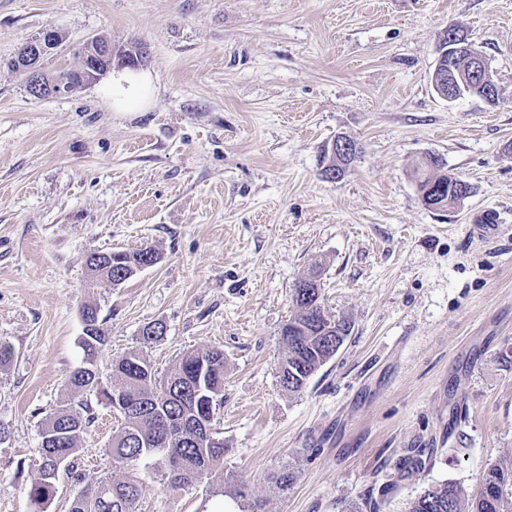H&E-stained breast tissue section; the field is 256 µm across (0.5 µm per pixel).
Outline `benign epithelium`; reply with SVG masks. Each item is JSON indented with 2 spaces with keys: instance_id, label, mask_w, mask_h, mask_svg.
<instances>
[{
  "instance_id": "benign-epithelium-1",
  "label": "benign epithelium",
  "mask_w": 512,
  "mask_h": 512,
  "mask_svg": "<svg viewBox=\"0 0 512 512\" xmlns=\"http://www.w3.org/2000/svg\"><path fill=\"white\" fill-rule=\"evenodd\" d=\"M57 48L55 29L48 27L26 40L18 50L17 57L28 71L31 87L37 94L47 89L40 81L41 61ZM82 48L84 67L78 71V75L82 84L86 85L112 70L109 61L116 55L118 47L110 42L98 43L92 38L85 41ZM431 81L435 92L450 102L475 93L482 94L492 105L499 101V89L494 80L491 59L467 43L454 30L448 32L446 47L441 52ZM47 90L60 96L69 93L70 86L67 82L60 81ZM328 152L340 160L356 152V145L353 140L338 136L328 147Z\"/></svg>"
}]
</instances>
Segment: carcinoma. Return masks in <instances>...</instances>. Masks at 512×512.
<instances>
[{
    "label": "carcinoma",
    "mask_w": 512,
    "mask_h": 512,
    "mask_svg": "<svg viewBox=\"0 0 512 512\" xmlns=\"http://www.w3.org/2000/svg\"><path fill=\"white\" fill-rule=\"evenodd\" d=\"M439 165L438 158H426L416 178L423 185L433 180L446 185L442 200L451 208L461 178L450 179ZM158 258L154 248L145 246L121 252L117 259L112 255L98 260L92 257L88 269L92 283L118 286L132 277L129 260L155 263ZM291 303L294 312L285 324L289 335L281 337L285 356L278 382L283 390L299 393L336 355L351 330L347 329L349 323L336 321V315L326 309L320 288L308 298L291 293ZM82 314L92 324V333L81 338L82 365L70 374L65 390L74 395L93 390L111 405L119 402L121 425L107 448L112 472L73 471L71 458L90 419L68 403L60 406L46 418L40 433L37 475L29 491L36 506L33 512H45L63 471L74 475L78 486L69 512H138L143 486L140 466L146 459L163 485L184 489L219 475L221 493L247 502L245 512H265L262 501L250 500L245 484L224 475V438L220 433L208 438L196 433L201 419L217 425L224 403V352L216 348L188 350L172 370L160 375L142 353L131 351L113 360L105 377L99 365L106 331L96 307L87 305ZM164 334V324L150 323L142 329L141 339L150 345ZM176 462L180 463L177 471L173 470ZM116 472L120 477L114 476ZM409 512H512V461L488 467L472 496L446 482L424 490Z\"/></svg>",
    "instance_id": "carcinoma-1"
}]
</instances>
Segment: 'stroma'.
<instances>
[{
  "mask_svg": "<svg viewBox=\"0 0 512 512\" xmlns=\"http://www.w3.org/2000/svg\"><path fill=\"white\" fill-rule=\"evenodd\" d=\"M452 24L492 57L497 106L434 92ZM50 26L64 41L48 73L93 36L147 46L148 103L114 111L106 75L32 96L8 63ZM339 134L357 153L332 181ZM429 155L471 185L456 207L424 204ZM145 245L157 264L90 286V253ZM315 270L352 331L291 394L279 333ZM88 304L108 332L101 368L139 349L164 373L223 349L224 471L265 512H367L370 498L408 512L433 485L476 492L512 458V0H0V512H32ZM157 321L164 338L141 346ZM86 401L74 468L107 472L121 419ZM142 478L140 512H241L219 479Z\"/></svg>",
  "mask_w": 512,
  "mask_h": 512,
  "instance_id": "obj_1",
  "label": "stroma"
}]
</instances>
